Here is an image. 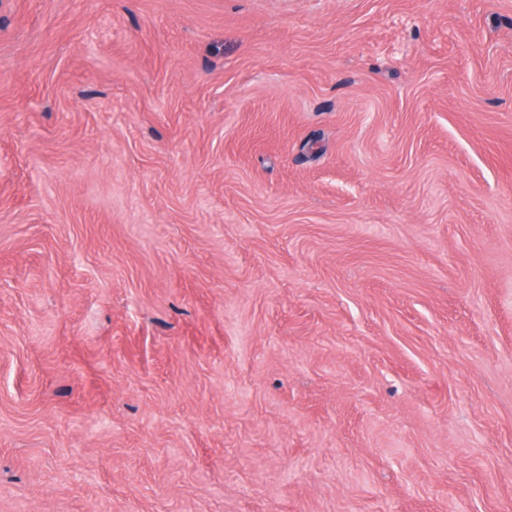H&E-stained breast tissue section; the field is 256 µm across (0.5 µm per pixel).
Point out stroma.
I'll list each match as a JSON object with an SVG mask.
<instances>
[{
	"label": "stroma",
	"mask_w": 512,
	"mask_h": 512,
	"mask_svg": "<svg viewBox=\"0 0 512 512\" xmlns=\"http://www.w3.org/2000/svg\"><path fill=\"white\" fill-rule=\"evenodd\" d=\"M0 512H512V0H0Z\"/></svg>",
	"instance_id": "1"
}]
</instances>
